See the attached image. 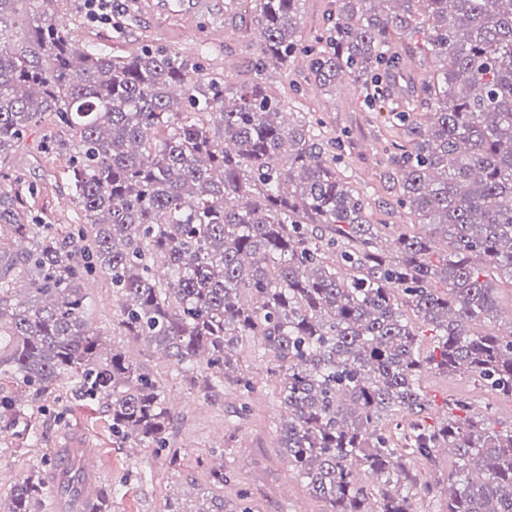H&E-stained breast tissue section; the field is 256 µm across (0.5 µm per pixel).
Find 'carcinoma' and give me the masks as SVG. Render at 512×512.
Returning a JSON list of instances; mask_svg holds the SVG:
<instances>
[{"mask_svg": "<svg viewBox=\"0 0 512 512\" xmlns=\"http://www.w3.org/2000/svg\"><path fill=\"white\" fill-rule=\"evenodd\" d=\"M45 0H0V159L50 112L73 131L75 224L32 211L38 189L0 169V430L44 439L35 407L63 383L112 419L119 448L168 450L177 420L163 385L89 325V285L112 288L125 335L163 351L173 375L208 393L255 384L239 348L278 362L280 447L329 512H416L412 464L451 448L448 512H512V427L467 399L426 422L424 370L469 373L512 398V332L482 270L512 281V0H336L308 50L314 82L347 76L399 130L388 157L397 203L430 227L394 236L336 171L342 141L320 121L285 124L265 81L305 51L300 0H253L254 77L242 83L146 44L89 49ZM424 16L425 54L408 44ZM414 75L418 86L401 88ZM441 283L442 289L435 288ZM409 307L436 337L422 353ZM405 419L390 429L398 413ZM41 481L0 494V512H39ZM100 490L84 512H111Z\"/></svg>", "mask_w": 512, "mask_h": 512, "instance_id": "1", "label": "carcinoma"}]
</instances>
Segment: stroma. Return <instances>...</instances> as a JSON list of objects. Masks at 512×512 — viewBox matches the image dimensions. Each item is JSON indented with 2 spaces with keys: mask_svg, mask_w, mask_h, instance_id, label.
Wrapping results in <instances>:
<instances>
[{
  "mask_svg": "<svg viewBox=\"0 0 512 512\" xmlns=\"http://www.w3.org/2000/svg\"><path fill=\"white\" fill-rule=\"evenodd\" d=\"M160 0H114L115 23L93 21L86 14L84 0H47L48 13L63 20L83 45H97L119 54H130L141 45L153 44L191 54L196 43H206L205 66L214 72H228L230 81L250 78V65L257 52L258 32L253 25L225 24L224 0H207L195 29L187 31L179 15L165 11ZM336 0H301L298 37L302 44H315L324 30ZM269 87L292 99V111L308 112L320 118L327 136L345 135L343 176L367 191V213L375 224L388 225L390 232L422 235L409 211L400 209L386 179L387 150L394 131L383 127L368 112L355 82L318 87L310 74L308 58L291 60L287 67L271 71ZM66 144L72 139L67 128L53 116L29 131L21 146L1 165L20 172L36 184L39 194L34 210L55 224H71L78 218L75 204L67 203L65 155L45 152L46 138ZM94 303L93 329L106 341L122 347L137 365L150 371L171 400H181L176 427L169 436L182 455L179 469H170L164 453L152 448H116L112 445V421L105 410L73 403L61 422H48L46 445H32L19 438L0 442V493L7 492L27 476L41 474L47 483V502H54L59 489L51 484L53 469L45 457H58L69 440L77 438L99 456V486L112 491V512H165L167 498L193 508L204 496L223 500L226 512L247 502L253 512H328L324 501L312 496L288 465L280 446L279 402L274 394L277 367L271 355L258 353L253 341L243 343L240 362L253 378L256 392L250 412L235 414L239 398L232 386L223 394L210 396L189 384L172 379L168 361L156 348L123 336L119 308L104 279L90 286ZM430 399L429 417L439 422L450 398L474 400L493 429L512 425V400L481 392L473 379L463 374L424 373ZM450 454L439 453L433 462L422 464L433 488L417 497L419 512H446ZM227 466L231 480L223 487L209 483V472Z\"/></svg>",
  "mask_w": 512,
  "mask_h": 512,
  "instance_id": "1",
  "label": "stroma"
}]
</instances>
